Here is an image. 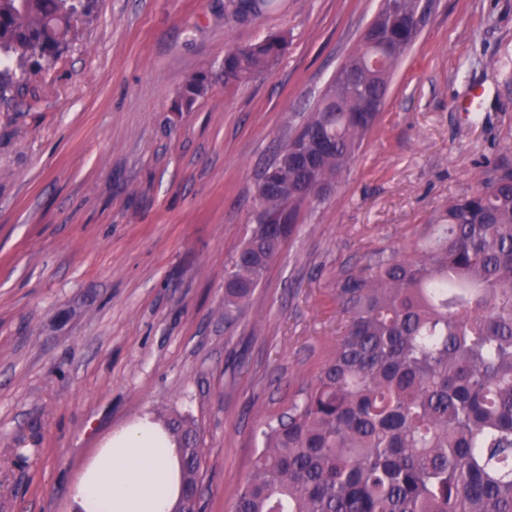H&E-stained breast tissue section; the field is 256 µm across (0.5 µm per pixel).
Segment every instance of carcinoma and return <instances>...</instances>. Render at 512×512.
I'll return each mask as SVG.
<instances>
[{"label":"carcinoma","mask_w":512,"mask_h":512,"mask_svg":"<svg viewBox=\"0 0 512 512\" xmlns=\"http://www.w3.org/2000/svg\"><path fill=\"white\" fill-rule=\"evenodd\" d=\"M274 0H228L238 22ZM422 0H380L371 28L307 121L264 169L255 227L224 278V317L243 309L297 230L355 162L395 68L419 38ZM85 0H0V57L20 70L60 52ZM287 39L224 55V85L271 70ZM209 88L188 79L187 108ZM347 316L336 352L262 449L232 512H512V170L437 211L420 239L380 249L341 278ZM166 424L180 456L181 502L200 487L193 421Z\"/></svg>","instance_id":"cac0c4a2"}]
</instances>
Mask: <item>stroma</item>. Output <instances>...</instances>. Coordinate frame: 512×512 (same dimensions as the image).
<instances>
[{
	"label": "stroma",
	"instance_id": "obj_1",
	"mask_svg": "<svg viewBox=\"0 0 512 512\" xmlns=\"http://www.w3.org/2000/svg\"><path fill=\"white\" fill-rule=\"evenodd\" d=\"M225 2L93 0L0 98V512H70L86 461L146 412L193 416L200 512H230L264 423L336 349L337 281L512 163V0H438L355 163L225 321L259 178L379 0H275L244 24ZM270 34L278 64L225 90V51ZM209 78L206 75L199 74L191 77L183 86L180 101L186 108H191L193 104L203 97L209 88Z\"/></svg>",
	"mask_w": 512,
	"mask_h": 512
}]
</instances>
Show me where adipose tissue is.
Here are the masks:
<instances>
[{
  "label": "adipose tissue",
  "instance_id": "adipose-tissue-1",
  "mask_svg": "<svg viewBox=\"0 0 512 512\" xmlns=\"http://www.w3.org/2000/svg\"><path fill=\"white\" fill-rule=\"evenodd\" d=\"M73 512H173L179 458L164 428L145 416L113 432L71 486Z\"/></svg>",
  "mask_w": 512,
  "mask_h": 512
}]
</instances>
